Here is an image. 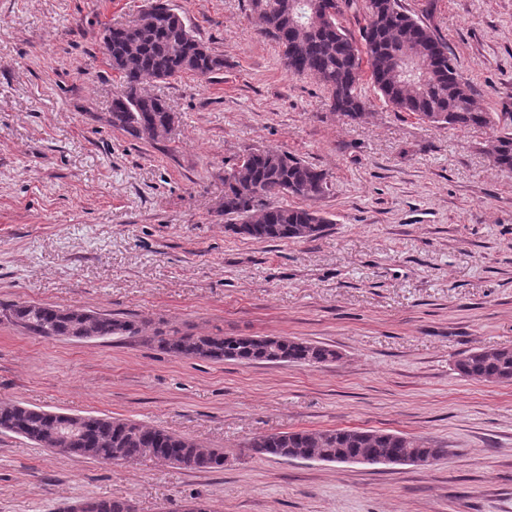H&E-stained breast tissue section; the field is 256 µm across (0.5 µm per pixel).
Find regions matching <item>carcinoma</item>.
I'll use <instances>...</instances> for the list:
<instances>
[{
	"label": "carcinoma",
	"instance_id": "1",
	"mask_svg": "<svg viewBox=\"0 0 512 512\" xmlns=\"http://www.w3.org/2000/svg\"><path fill=\"white\" fill-rule=\"evenodd\" d=\"M260 33L282 49L289 73L309 75L330 94L332 111L349 119L368 100L361 85L368 82L384 103L438 128L471 129L490 123L476 109L474 89L459 73L448 44L422 21L404 12L399 0H248ZM150 8L164 15L160 25L147 21L149 12L128 24L104 29L112 51L106 52L119 87L112 98V126L145 140L146 131L163 126L171 109L165 100L142 92L150 82L192 72L208 78L224 69V57L203 42L188 21L163 0ZM362 16L365 25L354 38L342 20ZM413 44L424 48L422 67L429 74L423 87L395 74L396 60ZM486 153L495 167L512 171V130L502 129L488 141ZM328 190L326 174L294 155L275 148L253 149L224 170L225 216L244 225L241 235L263 241H305L320 236L331 221L317 211L273 205L271 197L288 195L315 199ZM0 318L25 333L42 338L76 341L134 338L144 332L137 319L115 317L80 307L13 303L0 309ZM159 347L177 359L213 362L294 364L319 367L340 358L330 345L288 336H226L158 331ZM462 377L478 382L512 383V348H474L454 363ZM0 433L17 434L46 450L57 436L70 434L60 453L111 464L164 460L183 469L224 468V449L205 448L194 440L140 422L107 415L51 417L38 407L0 401ZM257 456L334 462L349 457H416L435 461L448 449L385 429L336 428L261 434L247 443ZM86 512H133L120 499H89Z\"/></svg>",
	"mask_w": 512,
	"mask_h": 512
}]
</instances>
